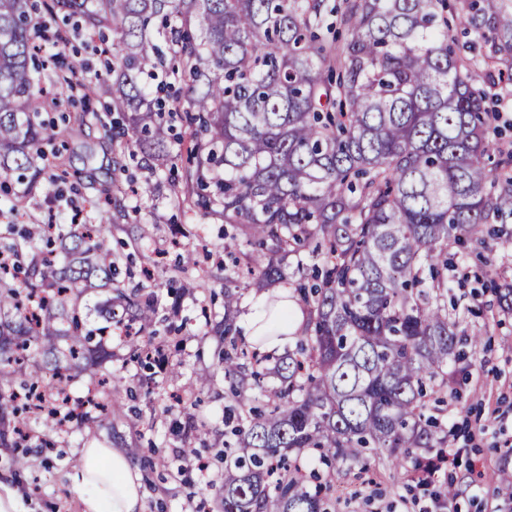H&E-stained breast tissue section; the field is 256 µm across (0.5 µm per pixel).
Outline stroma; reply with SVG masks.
<instances>
[{
	"mask_svg": "<svg viewBox=\"0 0 512 512\" xmlns=\"http://www.w3.org/2000/svg\"><path fill=\"white\" fill-rule=\"evenodd\" d=\"M111 97V86H102L66 162L82 171L83 194L100 183L119 186L102 226L119 256L114 284L144 282L159 304L155 322L138 334L154 349L153 358L132 361L129 347L116 337L106 345L105 367L121 403L92 431L101 443L134 449L147 512H218L224 417L259 404L262 396L249 390L231 397L218 364L225 343L211 327L224 319V271L212 256L246 244L225 237L222 219L185 198L181 170L147 166L134 145L107 136L115 121L106 111ZM189 250L195 263L186 267L181 258ZM448 273L454 278L448 304L460 315V331L483 337L442 418L452 502L456 512H512V496L499 484L501 474L512 472V306L500 301L497 290L512 283V224L486 225L484 244L454 260ZM200 377L208 385L198 395L189 385ZM88 431L74 421L51 444L38 435L17 450L0 447V481L18 490L27 512H80L66 475L78 464ZM19 451L28 464L18 471L13 457ZM333 483L335 512H423L445 485H419L381 455L369 456L362 469L337 464Z\"/></svg>",
	"mask_w": 512,
	"mask_h": 512,
	"instance_id": "35a3bbf8",
	"label": "stroma"
}]
</instances>
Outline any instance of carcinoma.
I'll return each mask as SVG.
<instances>
[{
  "label": "carcinoma",
  "mask_w": 512,
  "mask_h": 512,
  "mask_svg": "<svg viewBox=\"0 0 512 512\" xmlns=\"http://www.w3.org/2000/svg\"><path fill=\"white\" fill-rule=\"evenodd\" d=\"M44 12L106 40L113 34L112 103L122 132L149 161L186 158L183 193L236 226L260 252L224 268V337L237 341L238 282L288 281L307 307L305 339L279 358L280 383L266 408L225 419L243 454L230 459L219 512H329L330 476L302 472L292 458L312 450L327 468L371 449L391 468H427L410 449H437L440 405L453 394L449 362L466 357L459 314L448 311V254L483 243V226L512 223V150L491 156L498 111L475 87L512 81V9L507 0H342L345 37L321 40L325 0H42ZM158 20L166 50L153 42ZM46 22L31 0H0V191L22 212L44 186L34 155L59 135L83 136L97 78L74 63L57 86L79 117H49L34 44ZM478 36L480 56L457 50L455 30ZM173 77L186 99L171 107L151 94ZM185 108L186 155L170 148L164 115ZM25 185L14 192L9 178ZM54 194L80 175L48 178ZM315 243L320 282L306 288L299 249ZM296 257L287 273L285 260ZM0 447L14 448L28 416L47 433L69 417L52 405L25 409L16 395L67 389L75 370L103 388L96 334L79 309L90 292L112 290L117 257L99 224L70 235L44 224L0 231ZM117 296L147 325L141 289ZM42 352L33 360L31 344ZM232 394L263 383L259 353H224ZM115 399L98 404L91 424Z\"/></svg>",
  "instance_id": "cac0c4a2"
}]
</instances>
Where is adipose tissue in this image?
<instances>
[{
    "mask_svg": "<svg viewBox=\"0 0 512 512\" xmlns=\"http://www.w3.org/2000/svg\"><path fill=\"white\" fill-rule=\"evenodd\" d=\"M279 309L285 319L280 335L263 338L262 326L271 309ZM240 340L260 344L263 352L275 355L302 336L305 315L288 289L259 295L244 304L236 321ZM128 448H115L89 439L79 451V462L67 475L81 512H145L140 476Z\"/></svg>",
    "mask_w": 512,
    "mask_h": 512,
    "instance_id": "ef3b65f1",
    "label": "adipose tissue"
}]
</instances>
